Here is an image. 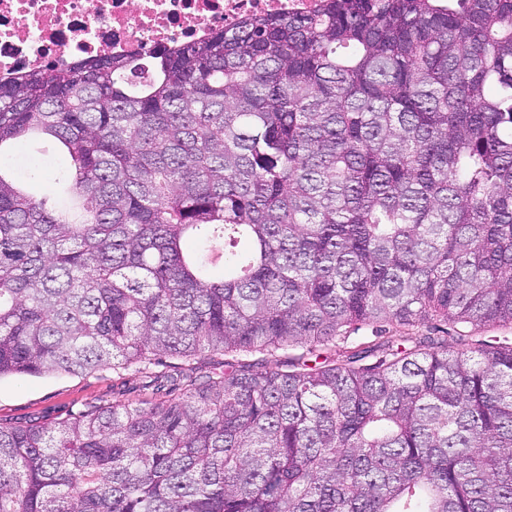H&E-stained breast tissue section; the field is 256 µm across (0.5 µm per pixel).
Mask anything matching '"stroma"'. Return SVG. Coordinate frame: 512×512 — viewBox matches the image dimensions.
<instances>
[{
	"label": "stroma",
	"mask_w": 512,
	"mask_h": 512,
	"mask_svg": "<svg viewBox=\"0 0 512 512\" xmlns=\"http://www.w3.org/2000/svg\"><path fill=\"white\" fill-rule=\"evenodd\" d=\"M180 365V360L164 357L142 373L105 366L82 374L6 376L0 378V423H49L115 398L136 405L148 395L144 385L149 377L178 373Z\"/></svg>",
	"instance_id": "1"
}]
</instances>
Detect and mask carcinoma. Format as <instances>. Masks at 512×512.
Wrapping results in <instances>:
<instances>
[{
    "instance_id": "obj_1",
    "label": "carcinoma",
    "mask_w": 512,
    "mask_h": 512,
    "mask_svg": "<svg viewBox=\"0 0 512 512\" xmlns=\"http://www.w3.org/2000/svg\"><path fill=\"white\" fill-rule=\"evenodd\" d=\"M148 58L0 81V377L224 373L0 425V512H512V346L472 345L512 329V0H322ZM21 140L69 157L62 201Z\"/></svg>"
}]
</instances>
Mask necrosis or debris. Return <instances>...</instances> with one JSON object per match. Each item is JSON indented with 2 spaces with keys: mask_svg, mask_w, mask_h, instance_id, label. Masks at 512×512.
<instances>
[{
  "mask_svg": "<svg viewBox=\"0 0 512 512\" xmlns=\"http://www.w3.org/2000/svg\"><path fill=\"white\" fill-rule=\"evenodd\" d=\"M320 0H0V78L80 57L147 55L245 16L310 14Z\"/></svg>",
  "mask_w": 512,
  "mask_h": 512,
  "instance_id": "necrosis-or-debris-1",
  "label": "necrosis or debris"
}]
</instances>
